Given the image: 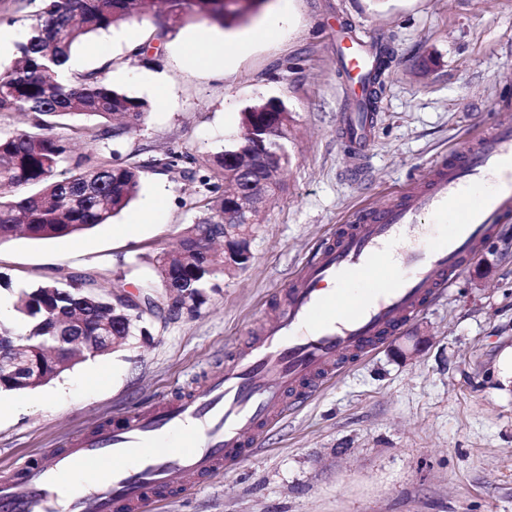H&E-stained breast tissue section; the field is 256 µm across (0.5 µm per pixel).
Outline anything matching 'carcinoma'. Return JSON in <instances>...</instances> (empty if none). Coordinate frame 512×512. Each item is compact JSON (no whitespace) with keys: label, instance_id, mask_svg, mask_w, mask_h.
Masks as SVG:
<instances>
[{"label":"carcinoma","instance_id":"carcinoma-1","mask_svg":"<svg viewBox=\"0 0 512 512\" xmlns=\"http://www.w3.org/2000/svg\"><path fill=\"white\" fill-rule=\"evenodd\" d=\"M157 0H41L24 40L20 61L0 70V112H28L30 129L0 132V243L25 231L32 239L64 238L107 224L141 192L147 173L177 169L200 183L198 220L185 228L182 239L195 234L224 237V195L232 187L228 158L248 152L247 140L237 138L216 153L204 171L195 159L174 148L140 158L117 147L145 124L148 104L112 86L109 66L84 73L70 83L59 80L60 67L71 57L82 36L105 31L121 22L143 21L155 14ZM167 14L178 25L208 19L224 28L256 10L267 0H164ZM276 105L281 132L288 133L293 117L283 103L260 99L241 112L240 130L255 124L258 113ZM84 139L96 156L75 155L71 142ZM187 288H179L169 313L193 310L201 301L211 272L193 277V270L176 271ZM100 275L60 276L19 290L13 301L17 325L0 321V336H13L24 351L39 355L58 344L61 324L73 320L71 336H98L100 324L128 323L131 334L149 335L146 317L124 307L123 298L100 287ZM17 378L0 372V391H32Z\"/></svg>","mask_w":512,"mask_h":512}]
</instances>
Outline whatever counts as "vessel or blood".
Segmentation results:
<instances>
[{"label":"vessel or blood","instance_id":"1","mask_svg":"<svg viewBox=\"0 0 512 512\" xmlns=\"http://www.w3.org/2000/svg\"><path fill=\"white\" fill-rule=\"evenodd\" d=\"M378 52L338 36L356 103L368 100ZM372 128V113H348L343 136L357 163ZM510 221L512 119L504 117L457 144L392 206L337 226L290 280L274 316L202 389L121 415L0 476V512H146L200 476L245 462L266 427L396 336ZM80 471L101 478L70 492L66 481Z\"/></svg>","mask_w":512,"mask_h":512}]
</instances>
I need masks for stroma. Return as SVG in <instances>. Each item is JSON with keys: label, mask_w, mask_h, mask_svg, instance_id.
Instances as JSON below:
<instances>
[{"label": "stroma", "mask_w": 512, "mask_h": 512, "mask_svg": "<svg viewBox=\"0 0 512 512\" xmlns=\"http://www.w3.org/2000/svg\"><path fill=\"white\" fill-rule=\"evenodd\" d=\"M165 13L82 39L79 73L106 68L150 113L124 151L179 148L205 166L239 132L242 110L277 98L291 112L284 188L262 214L249 265L216 272L192 312L149 318V335L76 363L34 391L0 392V476L117 416L202 385L271 314L337 225L379 209L457 143L512 107V0H266L247 22L202 20L149 36ZM381 40L392 62L363 171L341 143L348 110L336 27ZM218 31L223 72L187 56ZM148 43L132 55L129 38ZM198 187L149 175L111 223L70 237L0 243V300L88 271L102 286L145 289L146 258L176 246L198 215ZM147 215L144 224L135 215ZM427 343L402 358L416 331ZM512 223L399 336L335 375L277 424L252 457L148 512H512Z\"/></svg>", "instance_id": "1"}]
</instances>
